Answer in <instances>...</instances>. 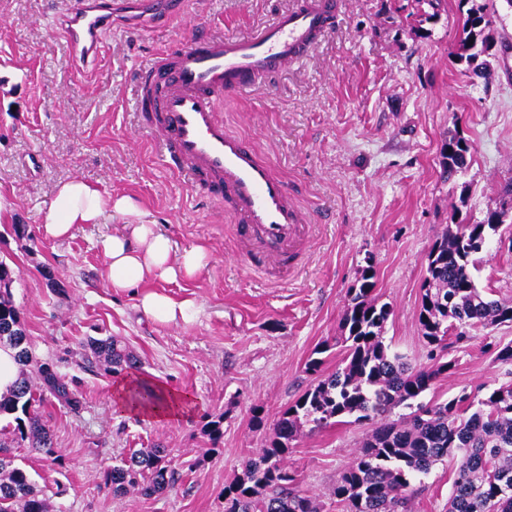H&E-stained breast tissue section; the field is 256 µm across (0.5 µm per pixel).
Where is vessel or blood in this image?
<instances>
[{
	"label": "vessel or blood",
	"mask_w": 512,
	"mask_h": 512,
	"mask_svg": "<svg viewBox=\"0 0 512 512\" xmlns=\"http://www.w3.org/2000/svg\"><path fill=\"white\" fill-rule=\"evenodd\" d=\"M130 0H61L55 27L72 64L89 66ZM337 0H299L245 36L196 37L141 62L137 125L164 168L229 214L246 263L288 270L306 243L309 215L287 178L216 109L307 57L330 30Z\"/></svg>",
	"instance_id": "obj_1"
}]
</instances>
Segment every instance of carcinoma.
I'll return each instance as SVG.
<instances>
[{
	"label": "carcinoma",
	"instance_id": "obj_1",
	"mask_svg": "<svg viewBox=\"0 0 512 512\" xmlns=\"http://www.w3.org/2000/svg\"><path fill=\"white\" fill-rule=\"evenodd\" d=\"M494 0H481L466 10L456 55L473 83L493 82L488 60L492 44L485 31L492 23ZM470 147L455 133L440 148V176L449 179L468 167ZM512 221V207L487 212L478 224H457L437 239L428 254L421 284L418 324L428 345L441 351L448 336L468 339V329L512 323V301L489 300L478 288L470 258L473 242L487 245L499 225ZM13 269L0 259V347L15 350L19 365L13 388L0 396V512H52L50 497L15 464L11 448H29L56 463L61 451L43 421L40 408L53 397L76 411L80 408L76 380L52 362L28 369L32 353L25 325L12 297ZM374 273L363 269L360 285L346 292L342 320L347 348L336 370L323 374L322 360L312 358L306 371L316 383L280 415L272 436L255 458L248 459L235 481L224 486V512H322L317 498L300 489L288 469V454L304 428L312 431L342 423V418L374 421L354 461L332 490L344 512H411L418 489L411 480L438 462H453L454 478L448 512H512V382L485 394L462 392L397 421L392 410L416 400L453 362L434 358L428 369L413 368L383 341L388 304L373 295ZM83 369L100 367L119 374L134 367L136 357L113 336L90 338ZM175 481L170 452L159 446L141 448L104 471L103 484L116 496L152 497Z\"/></svg>",
	"mask_w": 512,
	"mask_h": 512
}]
</instances>
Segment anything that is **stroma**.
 I'll use <instances>...</instances> for the list:
<instances>
[{"label": "stroma", "instance_id": "stroma-1", "mask_svg": "<svg viewBox=\"0 0 512 512\" xmlns=\"http://www.w3.org/2000/svg\"><path fill=\"white\" fill-rule=\"evenodd\" d=\"M54 0H0V226L23 224L28 236L0 238L14 271L12 294L35 363L57 362L76 378L82 405L49 399L41 414L62 466L14 449L50 495L54 512H224V487L257 456L281 412L315 381L305 369L321 344L325 370L343 351L348 288L373 267L380 302L392 313L384 342L412 366L430 367L418 325L428 253L452 211L484 220L512 179V8L499 0L491 35L492 84H474L455 53L459 0L432 10L426 0H340L330 33L299 64L269 84L223 101L227 127L269 155L314 216L313 238L298 273L280 283L252 271L235 252L228 216L163 170L137 133L129 85L159 49L203 33L246 34L296 0H170L160 16L142 8L114 17L92 73L72 69L54 38ZM470 142L467 170L443 180L438 164L448 132ZM74 177L136 198L147 222L184 248L207 246L213 260L189 282L156 283L174 298H195L188 324H162L138 307L134 291L114 292L100 277L99 239L124 224L112 215L80 224L72 236L42 233L55 186ZM472 275L492 299L512 300V223L500 225L472 258ZM58 286L50 288L48 277ZM449 343L456 369L422 394L445 401L461 390L511 379L487 343L512 342V323L470 329ZM119 337L138 356L141 378L190 394L194 412L155 422L117 411L116 374L81 367L87 339ZM261 412L264 428L252 424ZM223 417L212 446L206 422ZM368 423L304 432L288 456L300 487L324 512H342L329 495L352 463ZM170 448L177 482L151 498L115 496L102 472L132 449ZM449 461L422 476L413 512H446Z\"/></svg>", "mask_w": 512, "mask_h": 512}]
</instances>
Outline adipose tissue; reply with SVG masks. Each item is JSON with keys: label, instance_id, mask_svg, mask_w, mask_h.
Segmentation results:
<instances>
[{"label": "adipose tissue", "instance_id": "1", "mask_svg": "<svg viewBox=\"0 0 512 512\" xmlns=\"http://www.w3.org/2000/svg\"><path fill=\"white\" fill-rule=\"evenodd\" d=\"M126 216L127 222L101 240L105 256L101 276L107 286L121 291L139 288L138 306L142 312L164 323L191 322L198 306L194 298L174 299L162 291L145 289L147 281L165 283L188 281L210 264V250L202 245L184 249L157 225L145 223L136 200L129 196H112L81 178L59 183L49 206L44 233L52 239L67 237L77 224H97L108 213ZM138 376L130 375L116 382L112 403L116 410L155 421H177L194 409L190 396L172 389H163V401L154 407L133 406L130 396L138 387Z\"/></svg>", "mask_w": 512, "mask_h": 512}]
</instances>
